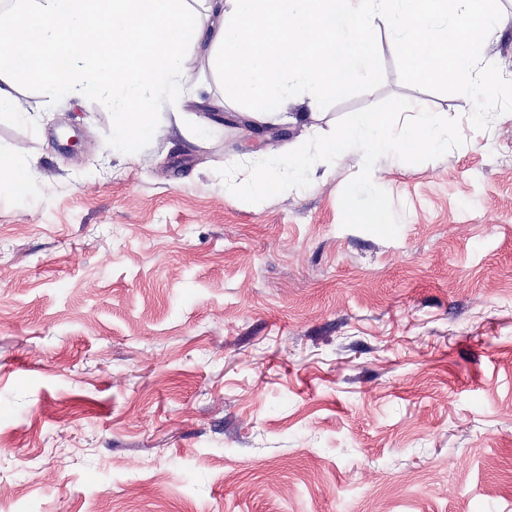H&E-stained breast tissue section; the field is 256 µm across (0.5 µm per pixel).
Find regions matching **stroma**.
<instances>
[{"label":"stroma","mask_w":512,"mask_h":512,"mask_svg":"<svg viewBox=\"0 0 512 512\" xmlns=\"http://www.w3.org/2000/svg\"><path fill=\"white\" fill-rule=\"evenodd\" d=\"M494 8L483 62L508 80L512 0ZM377 41L376 78L315 112L291 97L273 143L198 49L196 101L133 160L101 104L20 89L46 118L0 122L30 177L0 180V512H512V103L409 83ZM391 96L465 137L377 162L395 239L342 225L355 149L225 200L218 168Z\"/></svg>","instance_id":"35a3bbf8"}]
</instances>
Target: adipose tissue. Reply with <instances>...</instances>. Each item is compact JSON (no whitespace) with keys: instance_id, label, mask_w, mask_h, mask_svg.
Listing matches in <instances>:
<instances>
[{"instance_id":"obj_1","label":"adipose tissue","mask_w":512,"mask_h":512,"mask_svg":"<svg viewBox=\"0 0 512 512\" xmlns=\"http://www.w3.org/2000/svg\"><path fill=\"white\" fill-rule=\"evenodd\" d=\"M218 27L206 51L224 77V97L257 121H277L296 93L317 109L375 76L379 31L407 60L415 84L452 82L465 98L512 97L480 66L498 25L490 0H205Z\"/></svg>"}]
</instances>
